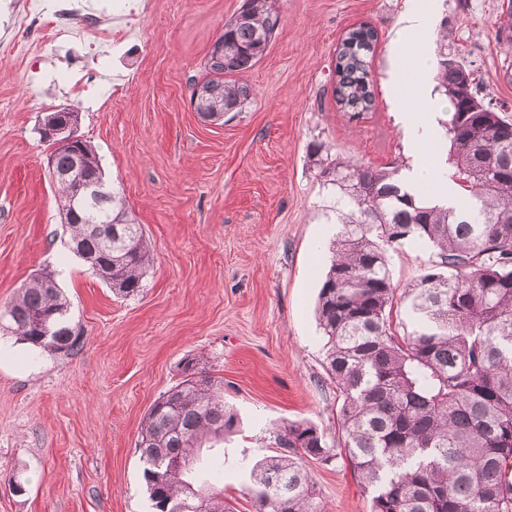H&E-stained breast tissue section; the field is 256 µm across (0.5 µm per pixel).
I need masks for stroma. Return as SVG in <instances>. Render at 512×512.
I'll return each instance as SVG.
<instances>
[{
	"mask_svg": "<svg viewBox=\"0 0 512 512\" xmlns=\"http://www.w3.org/2000/svg\"><path fill=\"white\" fill-rule=\"evenodd\" d=\"M79 11L133 15L109 64L78 46L0 55V309L47 268L82 336L70 356L19 340L0 320V512H151L137 448L154 401L177 385L179 362L203 357L224 382L238 425L203 441L196 472L237 512L253 464L276 454L286 424L308 422L341 439L342 398L325 370L315 306L336 237L333 197L313 144L329 155L383 167L405 156L389 74L408 0H277L279 24L241 81L242 111L204 121L190 105L216 38L243 0H74ZM502 0H436L431 49L446 45L486 94L507 103L505 53L493 24ZM378 31L373 112H339L334 58L345 33ZM81 79L74 94L62 74ZM78 112L105 181L123 191L154 250L143 290L120 297L68 249L41 140L42 114ZM434 255L404 244L390 257L398 288ZM307 469L325 512H370V495L345 458ZM21 491L10 490V481Z\"/></svg>",
	"mask_w": 512,
	"mask_h": 512,
	"instance_id": "obj_1",
	"label": "stroma"
}]
</instances>
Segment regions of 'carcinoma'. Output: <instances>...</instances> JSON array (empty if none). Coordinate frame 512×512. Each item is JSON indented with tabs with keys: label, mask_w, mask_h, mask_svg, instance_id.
<instances>
[{
	"label": "carcinoma",
	"mask_w": 512,
	"mask_h": 512,
	"mask_svg": "<svg viewBox=\"0 0 512 512\" xmlns=\"http://www.w3.org/2000/svg\"><path fill=\"white\" fill-rule=\"evenodd\" d=\"M276 0H244L224 22L202 79L214 95L210 114L239 112L250 92L238 77L265 55L278 23ZM377 31L361 24L336 47V105L351 117L374 109L371 60ZM435 79L448 98L450 179L464 199L446 206L405 190L403 164L383 168L351 160H316L334 192L339 231L330 247L317 318L326 340V371L342 397L343 441L291 423L277 433L281 452L250 471L254 512H323L306 464L344 452L371 497V512H512V122L505 104L479 96L484 111L464 112L461 73L440 53ZM59 211L88 223L62 224L71 251L95 255L92 273L122 297L140 293L153 262L142 225L128 218L114 190L73 206L70 187L55 182ZM406 242L431 247L435 260L408 288L410 322L393 327L398 288L390 252ZM68 301L53 275L32 276L4 316L21 340L54 354L79 350L67 323ZM49 337H44V331ZM183 380L155 402L140 430L143 479L154 512L195 495L193 465L177 462L208 437L236 425L224 406V380L202 359L180 362ZM206 512H234L220 493Z\"/></svg>",
	"instance_id": "carcinoma-1"
}]
</instances>
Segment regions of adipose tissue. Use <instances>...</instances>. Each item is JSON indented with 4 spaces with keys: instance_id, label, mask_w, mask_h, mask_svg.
<instances>
[{
    "instance_id": "obj_1",
    "label": "adipose tissue",
    "mask_w": 512,
    "mask_h": 512,
    "mask_svg": "<svg viewBox=\"0 0 512 512\" xmlns=\"http://www.w3.org/2000/svg\"><path fill=\"white\" fill-rule=\"evenodd\" d=\"M432 13V0H410L396 35L397 46L414 44L413 69L421 83L429 82L433 75V60L426 48L431 35ZM437 107V102L428 97L412 99L400 94L394 99L397 122L405 140L415 150L413 161L401 174V182L410 191L420 188L436 191L441 202L452 204L456 201L455 194L449 192L447 186L441 185L437 163L425 157L435 137V130L432 124L423 120L422 115Z\"/></svg>"
}]
</instances>
